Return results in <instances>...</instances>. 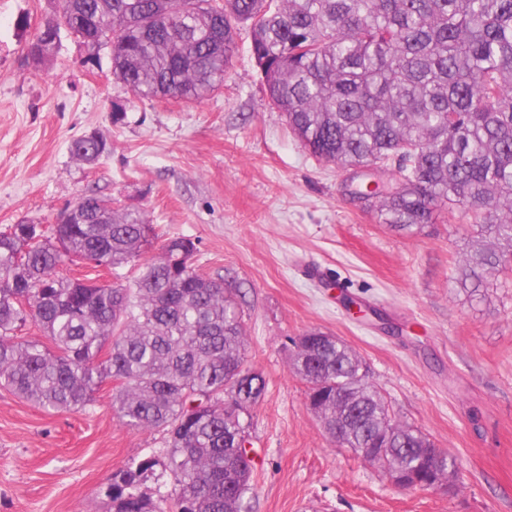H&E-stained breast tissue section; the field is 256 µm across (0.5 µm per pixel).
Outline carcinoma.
<instances>
[{"instance_id":"obj_1","label":"carcinoma","mask_w":512,"mask_h":512,"mask_svg":"<svg viewBox=\"0 0 512 512\" xmlns=\"http://www.w3.org/2000/svg\"><path fill=\"white\" fill-rule=\"evenodd\" d=\"M61 19L138 99L199 100L224 83L239 27L277 112L313 156L393 178L371 198L381 223L413 234L447 208L492 242L464 253L457 283L485 297L512 260V0H62ZM100 158L95 136L70 143ZM47 236L38 224L0 231V387L45 410L83 409L105 382L112 409L135 430L162 431L166 450L112 474L106 512H248L250 409L263 373L245 364L244 326L220 274L181 254L187 237L157 238L140 212L100 211ZM94 263L111 282L70 277ZM29 323L47 342L18 333ZM299 338L292 371L321 394L331 442L424 486L455 482L459 466L419 428L395 417L361 356L340 338ZM162 467L170 499L142 490Z\"/></svg>"}]
</instances>
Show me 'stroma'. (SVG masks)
<instances>
[{
  "instance_id": "obj_1",
  "label": "stroma",
  "mask_w": 512,
  "mask_h": 512,
  "mask_svg": "<svg viewBox=\"0 0 512 512\" xmlns=\"http://www.w3.org/2000/svg\"><path fill=\"white\" fill-rule=\"evenodd\" d=\"M60 12L0 0V230L53 226L94 195L141 211L159 239L196 242V268L238 291L245 362L267 380L251 411L250 512H512V275L466 300L457 214L407 236L352 200V170L312 157L272 105L247 35L219 90L139 100L107 50L87 68L70 34L34 63L28 41ZM94 132L108 149L87 164L69 145ZM314 329L355 348L395 415L457 460L455 493L399 487L330 442L291 370L293 339ZM112 389L76 411L0 389V512H102L112 474L164 449V433L119 421Z\"/></svg>"
}]
</instances>
